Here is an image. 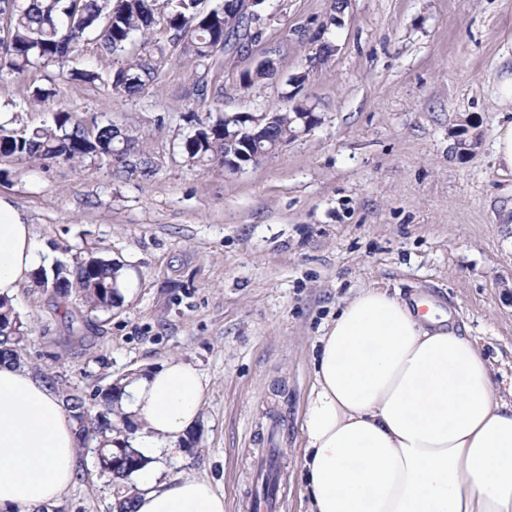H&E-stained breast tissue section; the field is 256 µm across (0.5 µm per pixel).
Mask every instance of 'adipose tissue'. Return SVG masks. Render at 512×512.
I'll return each instance as SVG.
<instances>
[{
	"label": "adipose tissue",
	"mask_w": 512,
	"mask_h": 512,
	"mask_svg": "<svg viewBox=\"0 0 512 512\" xmlns=\"http://www.w3.org/2000/svg\"><path fill=\"white\" fill-rule=\"evenodd\" d=\"M51 251L0 197V296L14 298ZM302 421L309 512H512V399L500 396L482 352L423 307L368 288L320 338ZM198 370L173 357L127 389L149 457L133 512H224L212 483L163 477L201 417ZM75 425L32 370L0 362V512L58 502L78 472Z\"/></svg>",
	"instance_id": "ef3b65f1"
}]
</instances>
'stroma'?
Here are the masks:
<instances>
[{"instance_id":"35a3bbf8","label":"stroma","mask_w":512,"mask_h":512,"mask_svg":"<svg viewBox=\"0 0 512 512\" xmlns=\"http://www.w3.org/2000/svg\"><path fill=\"white\" fill-rule=\"evenodd\" d=\"M332 0H266L261 35L226 54L198 100L195 70L170 49L165 21L128 51L152 54L154 84L113 95L119 56L88 35L68 65L98 73L69 81L58 66L0 72V113L38 126L67 108L85 122L130 124L140 153L160 162L147 180L118 182L100 160H0V196L48 246H90L124 264L113 316L59 310L35 284L14 307L29 329L28 369L91 392L119 374L179 356L205 386L197 448L163 459L167 476H200L246 512L272 418L281 422L282 477L274 512H308L301 418L318 339L364 288L431 301L486 356L500 392L512 389V172L493 159L501 121L493 96L512 68V0H349L330 60L297 89L304 33ZM278 73L245 90L263 59ZM52 89L33 105V87ZM322 121L238 173L185 164L182 140L199 114L281 112L291 102ZM475 124L480 144L459 158L454 134ZM64 512H112L92 455Z\"/></svg>"}]
</instances>
